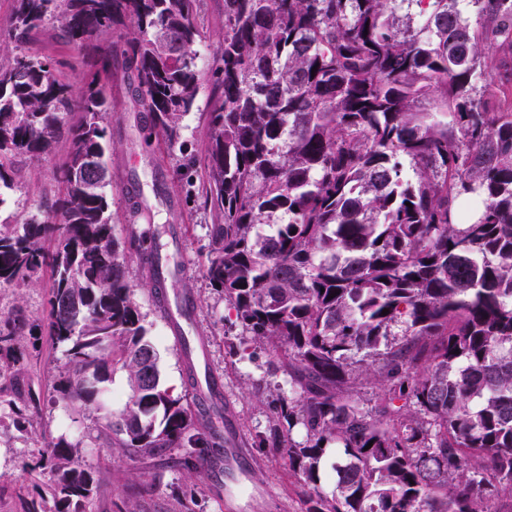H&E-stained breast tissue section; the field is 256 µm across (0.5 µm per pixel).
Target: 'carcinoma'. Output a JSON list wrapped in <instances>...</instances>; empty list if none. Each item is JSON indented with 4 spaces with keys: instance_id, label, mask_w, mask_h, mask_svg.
I'll use <instances>...</instances> for the list:
<instances>
[{
    "instance_id": "obj_1",
    "label": "carcinoma",
    "mask_w": 512,
    "mask_h": 512,
    "mask_svg": "<svg viewBox=\"0 0 512 512\" xmlns=\"http://www.w3.org/2000/svg\"><path fill=\"white\" fill-rule=\"evenodd\" d=\"M198 2L15 0L0 68V191L20 159L65 146L47 219L0 224V288L50 270L58 391L97 411L96 444L190 461L224 435L161 383L136 297L161 287L160 246L115 236L100 73L121 57L147 129L183 147ZM47 21L88 49L78 93L21 49ZM214 76L182 187L210 217L205 279L288 378L267 445L304 429L288 466L307 512H512V0H224ZM21 342L0 329V374ZM362 377L379 397L361 399ZM78 448L42 459L47 512L95 492Z\"/></svg>"
}]
</instances>
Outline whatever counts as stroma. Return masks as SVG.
<instances>
[{
    "label": "stroma",
    "mask_w": 512,
    "mask_h": 512,
    "mask_svg": "<svg viewBox=\"0 0 512 512\" xmlns=\"http://www.w3.org/2000/svg\"><path fill=\"white\" fill-rule=\"evenodd\" d=\"M199 11L204 38L196 59L197 109L185 117L182 131L185 152L196 155L202 154L208 140L201 114L213 103L212 58L224 36V0H202ZM26 49L57 61L63 78L73 89H81L88 59L77 45L67 43L57 28L45 25ZM102 84L110 104L107 158L115 234L122 239L131 232L129 211L138 200L147 205L150 226L160 232L162 242H176L187 271L167 283L166 299L171 303L184 296L193 300L195 326L208 339L209 367L221 376L224 398L243 437L242 446L257 461L259 476L269 487L268 499L256 504L252 512H306L301 483L288 469L287 448L264 444L281 402L288 397V385L275 373L264 349L242 341L234 310L204 277L210 218L200 205L186 200L175 177V162L164 145L158 139H146L145 115L138 110L134 87L121 60H113ZM64 155L59 145L50 153L22 161L23 177L0 207V224L45 219L44 204L56 191L53 171ZM159 183L165 186L161 196L155 192ZM172 202L183 214V222L170 221L168 205ZM49 286L45 279L27 288H0V318L19 312L41 327L38 338L24 337L26 354L20 365L0 375V400L12 401L23 411L22 417L0 421V512H40L53 481L40 462L48 447L61 437L80 443L79 460L98 480L96 494L82 505L84 512H225L224 483L206 471L210 455L200 456L195 469L187 470L179 463L182 451L178 448L159 458L91 444L92 412L65 407L55 387L65 359L45 329ZM137 299L159 356L163 385L173 394L192 395L180 348L154 294L142 288Z\"/></svg>",
    "instance_id": "1"
}]
</instances>
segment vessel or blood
Wrapping results in <instances>:
<instances>
[{"mask_svg": "<svg viewBox=\"0 0 512 512\" xmlns=\"http://www.w3.org/2000/svg\"><path fill=\"white\" fill-rule=\"evenodd\" d=\"M194 306L189 298H181L176 306L165 307L164 321L175 336L185 361L190 362L200 383L196 404L199 412L209 410L211 401L223 390L220 380L214 377L205 362L203 337L193 335L192 322ZM224 479V507L226 512H243L241 493L258 490L256 480L257 464L246 453L240 440L239 430L232 414L224 416V446L220 450L216 466Z\"/></svg>", "mask_w": 512, "mask_h": 512, "instance_id": "1", "label": "vessel or blood"}]
</instances>
